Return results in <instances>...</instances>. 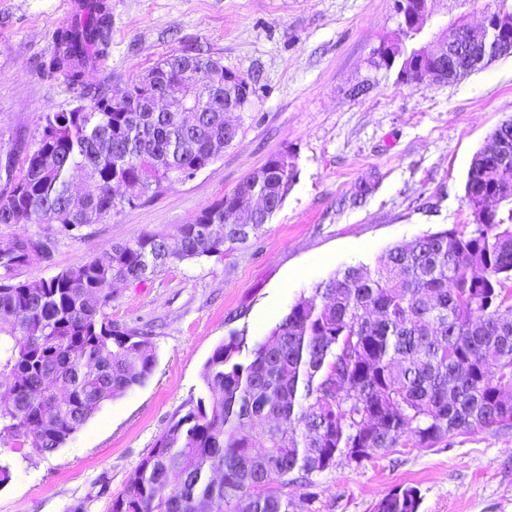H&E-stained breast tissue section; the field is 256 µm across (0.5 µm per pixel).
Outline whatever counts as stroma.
Wrapping results in <instances>:
<instances>
[{
  "label": "stroma",
  "mask_w": 512,
  "mask_h": 512,
  "mask_svg": "<svg viewBox=\"0 0 512 512\" xmlns=\"http://www.w3.org/2000/svg\"><path fill=\"white\" fill-rule=\"evenodd\" d=\"M62 2L0 0V167L33 149L47 114L82 104L84 86L120 95L172 54L208 50L248 76L256 94L235 140L194 178L68 233L0 224V242L26 235L41 243L26 280L144 233H173L273 155L291 154L297 176L246 242L115 285L107 315L148 338L152 374L54 452L0 443L10 466L0 512H109L156 439L205 397L203 365L225 337L243 330L249 342L262 340L337 270L375 266L393 245L471 223V159L512 119V54L432 86L376 66L375 49L396 35L395 0H106L110 47L80 86L47 69L66 23ZM315 481V495L292 490L295 512H376L408 484L420 492L419 512H512V428L341 460Z\"/></svg>",
  "instance_id": "stroma-1"
}]
</instances>
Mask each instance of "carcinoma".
<instances>
[{
	"label": "carcinoma",
	"instance_id": "cac0c4a2",
	"mask_svg": "<svg viewBox=\"0 0 512 512\" xmlns=\"http://www.w3.org/2000/svg\"><path fill=\"white\" fill-rule=\"evenodd\" d=\"M112 22L97 6L57 32L48 68L81 82L107 53ZM183 83L173 54L117 100L92 94L81 109L45 116L20 174L0 190V224H96L224 152V103L187 124L151 110L170 91L209 106L224 65ZM87 193L75 201L71 175ZM512 161L480 149L466 179L470 230L453 227L395 245L368 268L336 271L299 298L246 362L233 333L207 359V400L175 420L112 499L111 512H290L288 489L315 486L346 449L361 463L395 448H430L462 432L512 426V192L500 191ZM287 153L271 156L228 196L171 235L145 233L49 279L15 281L39 241L0 243V440L44 454L61 447L108 400L142 384L155 354L135 331L112 324V285L224 252L256 233L232 222L240 196L284 202L294 182ZM124 185L120 196L112 187ZM421 496L396 487L376 512H418Z\"/></svg>",
	"mask_w": 512,
	"mask_h": 512
}]
</instances>
